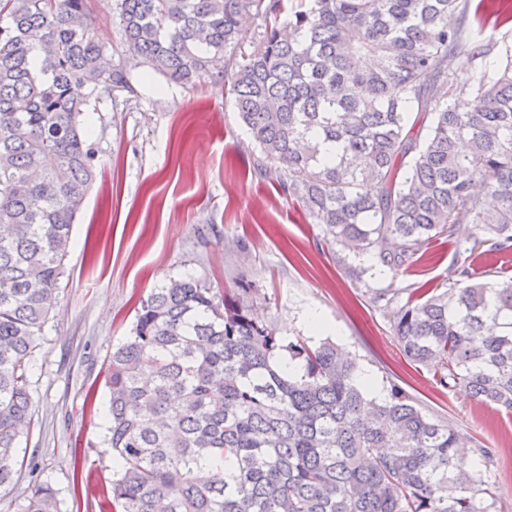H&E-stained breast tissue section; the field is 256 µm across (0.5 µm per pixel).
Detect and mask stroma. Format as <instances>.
Wrapping results in <instances>:
<instances>
[{
  "label": "stroma",
  "instance_id": "obj_1",
  "mask_svg": "<svg viewBox=\"0 0 512 512\" xmlns=\"http://www.w3.org/2000/svg\"><path fill=\"white\" fill-rule=\"evenodd\" d=\"M110 7L95 0L93 25L135 92L96 100L83 116L99 176L73 226L55 316L32 364V426L13 483L0 488V512H18L36 480L57 491L61 512H99L77 476L100 484L112 478L103 445L106 363L129 336L140 299L171 277L190 275L227 293L249 287L279 335L311 345L331 339L381 390L399 384L468 444L500 449L512 440L511 413L441 386L428 368L409 362L390 310L370 300L376 288H446L454 275L447 237L433 240L408 269L362 270L295 197L259 173L260 151L223 80L184 87L145 72ZM312 311L328 324L326 335L310 328Z\"/></svg>",
  "mask_w": 512,
  "mask_h": 512
}]
</instances>
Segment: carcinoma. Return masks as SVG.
<instances>
[{"mask_svg": "<svg viewBox=\"0 0 512 512\" xmlns=\"http://www.w3.org/2000/svg\"><path fill=\"white\" fill-rule=\"evenodd\" d=\"M94 0H0V488L32 420L30 364L55 310L72 226L98 174L91 99L134 92L105 62ZM485 0H116L125 40L168 81L229 84L275 176L336 245L397 271L440 236L455 279L381 288L405 356L512 413V43ZM261 20L243 50L242 19ZM498 52L497 66L486 59ZM477 69L453 79L455 62ZM469 99L458 111L455 100ZM170 278L105 368L103 444L118 512H497L496 482L454 465L463 437L401 386L368 397L326 338L277 334L246 296ZM407 294L405 301L400 295ZM21 512H60L33 484ZM489 249L487 245L480 246L475 252V268L477 272L483 271H509L508 276H512V257L502 258L501 256L486 252ZM484 252V253H481Z\"/></svg>", "mask_w": 512, "mask_h": 512, "instance_id": "1", "label": "carcinoma"}]
</instances>
